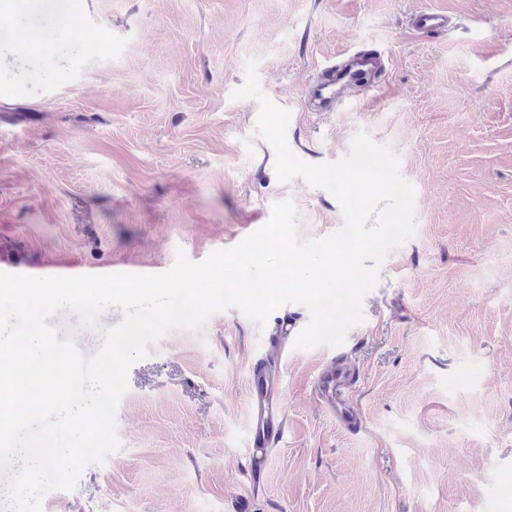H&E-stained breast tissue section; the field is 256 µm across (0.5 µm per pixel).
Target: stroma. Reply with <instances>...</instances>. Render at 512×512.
Masks as SVG:
<instances>
[{
    "mask_svg": "<svg viewBox=\"0 0 512 512\" xmlns=\"http://www.w3.org/2000/svg\"><path fill=\"white\" fill-rule=\"evenodd\" d=\"M40 24L37 64L0 32V272L7 263L164 272L239 244L290 203L304 239L343 225L327 190L281 181L232 94L256 55L290 111L287 140L334 164L360 133L391 145L414 190L417 233L383 260L363 322L339 346H297L308 309L257 324L231 308L172 329L132 365L120 451L42 512H512V0H72ZM448 13L418 33L416 12ZM361 48L385 62L371 91L315 111L309 86ZM82 359L80 312L50 320ZM356 377L350 432L314 394L328 361ZM280 374L283 439L248 446V371Z\"/></svg>",
    "mask_w": 512,
    "mask_h": 512,
    "instance_id": "35a3bbf8",
    "label": "stroma"
}]
</instances>
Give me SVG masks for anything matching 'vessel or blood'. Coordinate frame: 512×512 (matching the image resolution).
I'll return each mask as SVG.
<instances>
[{
  "mask_svg": "<svg viewBox=\"0 0 512 512\" xmlns=\"http://www.w3.org/2000/svg\"><path fill=\"white\" fill-rule=\"evenodd\" d=\"M413 24L421 32L437 33L447 30L448 17L439 11L425 10L415 15ZM383 69V58L378 52L359 50L347 54L342 61L321 69L310 94L320 111H334L344 90L357 86H375ZM248 382L250 387L267 394L265 400L252 407L249 442L250 447L265 448L278 442L286 429L283 403L273 395L274 390L280 386L279 375L267 366L256 364L249 372ZM346 386L345 373L339 371L325 374L318 378L316 393L331 413L357 430L361 427V421L345 401Z\"/></svg>",
  "mask_w": 512,
  "mask_h": 512,
  "instance_id": "1",
  "label": "vessel or blood"
}]
</instances>
